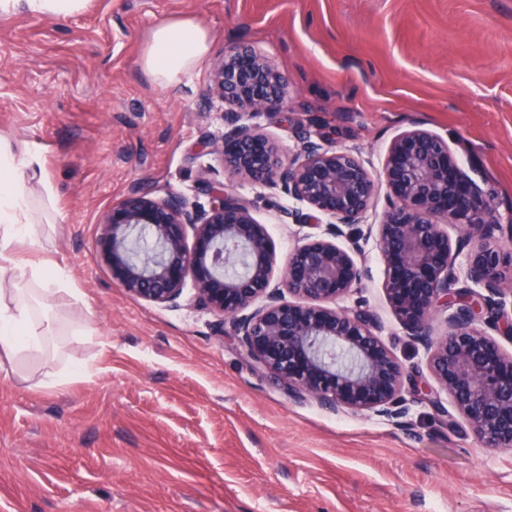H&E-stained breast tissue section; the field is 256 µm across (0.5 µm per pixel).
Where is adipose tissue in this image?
<instances>
[{"label":"adipose tissue","mask_w":512,"mask_h":512,"mask_svg":"<svg viewBox=\"0 0 512 512\" xmlns=\"http://www.w3.org/2000/svg\"><path fill=\"white\" fill-rule=\"evenodd\" d=\"M210 45L208 31L193 19L166 20L152 31L141 67L154 83L167 87L192 74ZM39 166L27 145L0 137V263L12 271L9 279H0V356L12 361L35 353L49 365V342L67 319L53 302L68 281L58 265L17 260L10 251L12 244L37 237L38 215L26 176Z\"/></svg>","instance_id":"1"}]
</instances>
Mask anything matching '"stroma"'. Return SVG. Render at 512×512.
Returning <instances> with one entry per match:
<instances>
[{"instance_id":"stroma-1","label":"stroma","mask_w":512,"mask_h":512,"mask_svg":"<svg viewBox=\"0 0 512 512\" xmlns=\"http://www.w3.org/2000/svg\"><path fill=\"white\" fill-rule=\"evenodd\" d=\"M186 16L210 51L159 86L141 56L158 23ZM237 41L288 79L284 107L255 118L279 151L306 131L378 169L417 125L512 222V0H90L66 18L0 15V136L38 153L56 191L47 202L31 182L40 237L14 253L59 264L75 289L57 297L68 321L53 368L0 364V512H512V449L434 412L430 398L451 400L386 300L374 242L360 255L371 280L340 305L364 302L405 366L399 419L289 397L219 317L136 299L101 263L99 218L132 188L207 203L198 151L224 130L209 75ZM224 186L277 262L313 234L279 223L290 201L277 190L230 173Z\"/></svg>"}]
</instances>
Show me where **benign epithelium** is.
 <instances>
[{"label":"benign epithelium","mask_w":512,"mask_h":512,"mask_svg":"<svg viewBox=\"0 0 512 512\" xmlns=\"http://www.w3.org/2000/svg\"><path fill=\"white\" fill-rule=\"evenodd\" d=\"M286 77L252 46H225L210 74L209 101L227 129L210 137L201 170L209 196L200 205L180 192L157 197L133 188L102 215L96 248L120 287L145 302L171 306L192 282L191 303L221 317L248 357L295 398L333 410L398 417L405 367L378 335L366 310L338 301L361 288L369 271L356 254L374 238L384 263L382 288L408 335L429 352V371L457 414L486 447L512 448V354L494 337L512 340V287L490 195L459 165L447 142L413 126L390 143L373 174L357 155L299 136L281 158L252 119L280 109ZM276 187L297 202L279 209L282 224H320L288 255L275 277V246L249 204L224 190L221 172ZM388 200L381 221L366 222L378 185ZM459 229L456 238L448 225ZM147 233L152 251L132 245ZM466 253L465 276L456 259ZM464 280L461 288L456 284ZM449 312L447 330L435 318Z\"/></svg>","instance_id":"7a95c632"}]
</instances>
